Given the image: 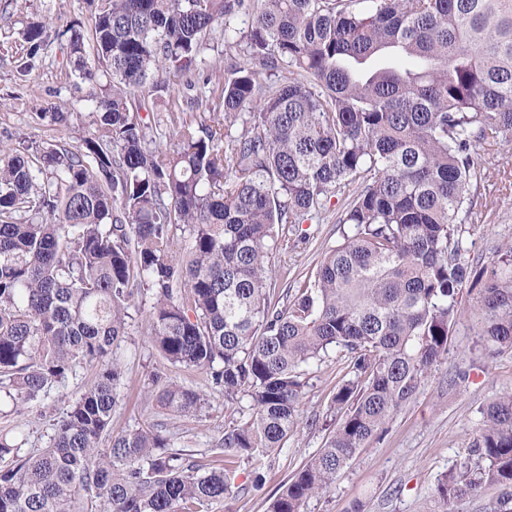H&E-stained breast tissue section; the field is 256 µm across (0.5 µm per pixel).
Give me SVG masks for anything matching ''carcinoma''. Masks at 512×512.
<instances>
[{"label": "carcinoma", "instance_id": "carcinoma-1", "mask_svg": "<svg viewBox=\"0 0 512 512\" xmlns=\"http://www.w3.org/2000/svg\"><path fill=\"white\" fill-rule=\"evenodd\" d=\"M87 2L89 26L58 36L73 85L98 87L91 123L74 145L0 146V393L34 409L78 369L95 375L46 447L0 435V512H204L233 496L231 464L251 463L260 483L296 426L300 368L336 347L348 355L332 397L342 421L268 506L303 512L448 352L471 277L461 225L488 207L474 147L512 131V0ZM218 32L247 52L222 82L200 78ZM22 38L32 59L48 25ZM174 83L181 104L165 131L140 110L147 86ZM40 117L74 127L56 104ZM337 202L353 232L272 303L270 254L307 242L301 225ZM137 283L163 359L205 372L228 402L251 401L209 449L222 468L190 460L161 428L112 431L123 384L112 347ZM471 313L483 345L512 347L511 245ZM149 385L170 416L203 404L162 373ZM472 455L438 484L437 512L512 486V394L483 409Z\"/></svg>", "mask_w": 512, "mask_h": 512}]
</instances>
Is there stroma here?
I'll return each instance as SVG.
<instances>
[{"label":"stroma","mask_w":512,"mask_h":512,"mask_svg":"<svg viewBox=\"0 0 512 512\" xmlns=\"http://www.w3.org/2000/svg\"><path fill=\"white\" fill-rule=\"evenodd\" d=\"M87 0H0V140L26 141L43 147L70 141L69 132L50 125L38 113L47 103L64 105L88 125L89 88L75 89L66 76L64 40H55L31 60L29 76L18 65L26 56L20 33L32 21L51 20L55 27L87 20ZM312 239L289 253H273L276 293L297 287L313 275L325 252L344 241L346 224H312ZM462 253L470 267H492L496 251L512 243V189L499 192L484 223L466 224L461 230ZM149 297H137L131 308L128 334L116 354L125 369V388L112 428L121 431L164 425L175 448L193 459L211 462L209 452L226 427L244 422L249 399L229 404L201 371L174 367L152 347L146 330ZM161 372L202 393L206 403L196 414L170 417L162 414L149 394L148 379ZM347 372V358L330 349L324 360L304 367L303 394L297 425L281 450L265 460L260 489H253L250 463H239L236 482L244 490L228 503H215L209 512H267L279 488L323 447L341 419L332 396ZM94 376L84 367L45 400L44 413L15 412L0 406V434L23 436L27 447H45L52 424L64 408L65 398L76 396ZM512 394V349L488 351L482 346L471 314H464L452 329L447 355L428 374L416 398L397 411L382 438L372 440L337 477L329 491L310 498L304 512H432L438 483L468 456L480 427L483 407L493 398Z\"/></svg>","instance_id":"stroma-1"}]
</instances>
